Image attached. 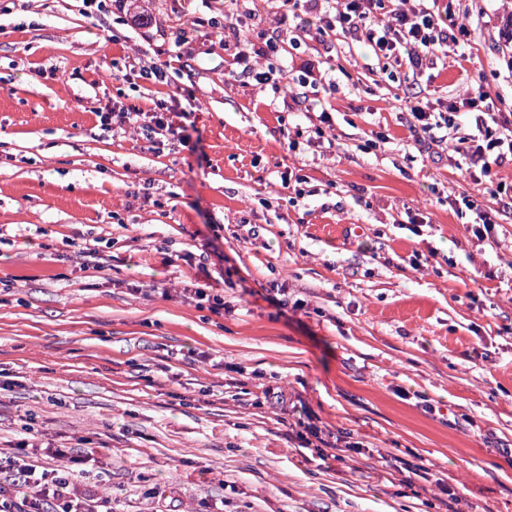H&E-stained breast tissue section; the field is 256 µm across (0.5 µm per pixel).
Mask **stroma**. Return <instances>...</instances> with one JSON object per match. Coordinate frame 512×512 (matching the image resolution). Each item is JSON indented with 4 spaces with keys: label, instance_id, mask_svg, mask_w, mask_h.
Wrapping results in <instances>:
<instances>
[{
    "label": "stroma",
    "instance_id": "stroma-1",
    "mask_svg": "<svg viewBox=\"0 0 512 512\" xmlns=\"http://www.w3.org/2000/svg\"><path fill=\"white\" fill-rule=\"evenodd\" d=\"M140 3L143 22L0 0V453L94 449L86 484L116 512H512V214L477 241L455 199H501L401 110L512 102V11L448 0L473 22L468 59L414 78L340 32L285 48L277 99L228 74L235 46L206 29L169 84L125 79L187 20L184 0ZM308 65L335 90L296 83ZM169 97L188 142L96 116ZM325 107L335 153L289 151Z\"/></svg>",
    "mask_w": 512,
    "mask_h": 512
}]
</instances>
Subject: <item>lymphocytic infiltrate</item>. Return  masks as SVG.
<instances>
[{
	"mask_svg": "<svg viewBox=\"0 0 512 512\" xmlns=\"http://www.w3.org/2000/svg\"><path fill=\"white\" fill-rule=\"evenodd\" d=\"M196 16L192 25L174 33L177 47L191 44L199 27L207 26L213 35L233 33L236 51L228 62L230 73L247 74L258 83L271 84L270 72L262 70L261 61L269 60L287 44L297 43L299 35L321 40L339 31L369 44L384 69H408L420 74L433 65L437 54L446 53L449 45L468 42V23L448 7V0H185ZM289 13L313 15V23L302 34L292 30L269 37L241 29V18H256L266 8ZM417 141L434 140L436 131L457 127L460 113L471 114L473 133L458 138L450 150L469 155L480 167V179L492 181L497 167L512 162V113L501 111L495 98L484 90L468 92L455 99L432 106L417 99L405 102ZM176 104L157 103L154 111L144 112L135 105L116 101L98 112L102 126L112 129L136 128L155 134L164 133L185 139L183 126L171 116ZM85 470L60 471L13 457L8 483H0V512H112V499L91 491L80 490Z\"/></svg>",
	"mask_w": 512,
	"mask_h": 512,
	"instance_id": "obj_1",
	"label": "lymphocytic infiltrate"
}]
</instances>
